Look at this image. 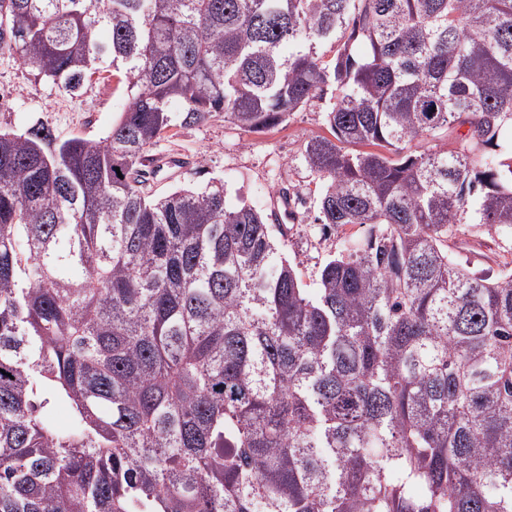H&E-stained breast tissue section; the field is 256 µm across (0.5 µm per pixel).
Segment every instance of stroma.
<instances>
[{
	"mask_svg": "<svg viewBox=\"0 0 512 512\" xmlns=\"http://www.w3.org/2000/svg\"><path fill=\"white\" fill-rule=\"evenodd\" d=\"M131 93L112 73L93 75L80 93L71 95L45 83H34L18 58L0 53V130L24 132L44 123L58 139L105 137L126 111ZM328 101H314L290 113L280 126L249 133L214 118L197 125L182 122L183 106H170L173 127L153 148L154 155L180 154L186 165L175 177L160 172L149 181L155 194L202 186L219 179L226 189L227 205L247 199L260 210H269L271 197L288 190L294 201L283 252L308 287H316L323 263L339 254L345 234L322 229L314 221L322 183L304 160L309 141L329 136L325 121ZM449 250L471 270L498 274L512 267V240L489 238L473 224L462 225L448 242Z\"/></svg>",
	"mask_w": 512,
	"mask_h": 512,
	"instance_id": "35a3bbf8",
	"label": "stroma"
}]
</instances>
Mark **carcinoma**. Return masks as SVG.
<instances>
[{
    "mask_svg": "<svg viewBox=\"0 0 512 512\" xmlns=\"http://www.w3.org/2000/svg\"><path fill=\"white\" fill-rule=\"evenodd\" d=\"M4 51L132 98L0 132V512H512V268L448 251L512 231V0H0ZM329 86L318 221L365 234L318 287L222 181L148 191L171 103L257 133ZM512 239L489 238L476 224H461V232L448 241L450 252L471 270L496 275L512 267Z\"/></svg>",
    "mask_w": 512,
    "mask_h": 512,
    "instance_id": "obj_1",
    "label": "carcinoma"
}]
</instances>
